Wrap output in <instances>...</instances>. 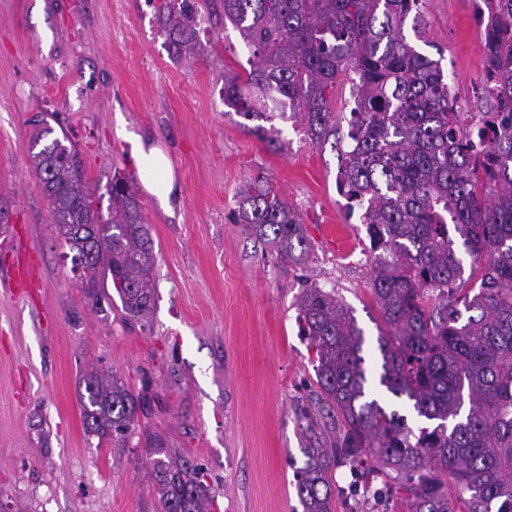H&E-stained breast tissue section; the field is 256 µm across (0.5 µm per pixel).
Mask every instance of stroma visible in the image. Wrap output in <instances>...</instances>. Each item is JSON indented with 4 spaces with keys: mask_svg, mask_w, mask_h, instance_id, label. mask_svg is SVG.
<instances>
[{
    "mask_svg": "<svg viewBox=\"0 0 512 512\" xmlns=\"http://www.w3.org/2000/svg\"><path fill=\"white\" fill-rule=\"evenodd\" d=\"M429 45L460 111L483 112L484 26L476 0H425ZM203 58L176 56L150 0H0V268L13 234L42 263L34 296L0 288V512H159L147 438L197 465L210 512H303L294 470L306 429L323 447L327 419L316 350L299 330L304 287L335 290L376 358L387 324L374 301L369 242L337 190L339 158L299 118L273 117L283 148L224 103L225 69L251 54L216 13L199 32ZM68 135L108 210L113 174L134 185L154 241L157 295L149 319L120 299L98 310L72 270L32 169L41 123ZM168 157L167 204L145 189L138 146ZM265 176L298 212L310 251L278 259L235 220V195ZM342 224L352 240H325ZM112 373L143 406L111 443L85 431L80 398L91 369ZM350 466L336 471L335 510L386 512L388 496H358Z\"/></svg>",
    "mask_w": 512,
    "mask_h": 512,
    "instance_id": "1",
    "label": "stroma"
}]
</instances>
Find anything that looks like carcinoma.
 I'll use <instances>...</instances> for the list:
<instances>
[{"label":"carcinoma","mask_w":512,"mask_h":512,"mask_svg":"<svg viewBox=\"0 0 512 512\" xmlns=\"http://www.w3.org/2000/svg\"><path fill=\"white\" fill-rule=\"evenodd\" d=\"M254 62L224 71V104L247 119L290 106L311 140L336 136V83L351 84L348 147L338 188L364 206L373 295L389 326L378 336L371 375L364 334L336 292L304 288L300 331L316 350L317 383L343 434L321 448L312 428L294 473L304 512H333L336 469L368 459L404 494L409 512H512V0H482L484 91L493 107L466 124L441 63L417 50L428 34L423 0H221ZM212 0H163L161 27L175 53L199 57L198 20ZM34 137L32 168L59 236L83 263L93 306L118 294L131 319L155 305L153 240L126 178L112 176L110 218L85 177L79 153ZM237 217L279 258L309 252L299 214L268 178L246 183ZM470 271H465V258ZM438 292L429 309L423 296ZM82 394L86 433L98 443L130 428L142 397L91 371ZM380 388L407 398L413 429L371 397ZM152 473L161 512H209L199 468L152 435Z\"/></svg>","instance_id":"1"}]
</instances>
